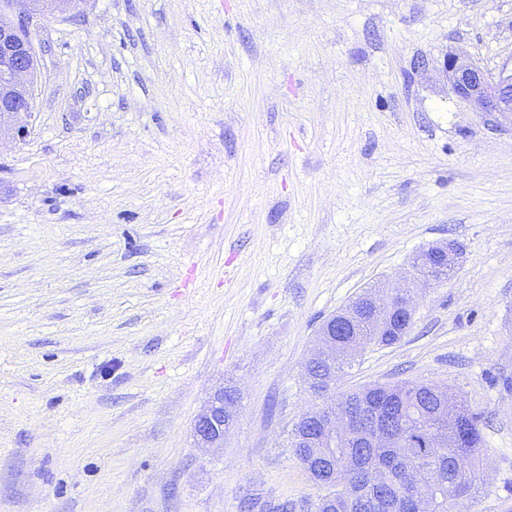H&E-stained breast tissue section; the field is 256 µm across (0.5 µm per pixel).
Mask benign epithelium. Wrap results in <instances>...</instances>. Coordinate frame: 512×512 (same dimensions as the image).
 <instances>
[{
  "label": "benign epithelium",
  "mask_w": 512,
  "mask_h": 512,
  "mask_svg": "<svg viewBox=\"0 0 512 512\" xmlns=\"http://www.w3.org/2000/svg\"><path fill=\"white\" fill-rule=\"evenodd\" d=\"M82 0H52L51 11L36 0H0V138L22 143L30 135L35 114L38 58L33 32L51 12L65 13ZM444 71L457 97L475 112L512 120V69L485 73L463 54L450 53ZM233 407L239 394L217 391L194 423V436L203 446L224 443V396Z\"/></svg>",
  "instance_id": "obj_1"
}]
</instances>
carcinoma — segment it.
<instances>
[{
	"label": "carcinoma",
	"instance_id": "obj_1",
	"mask_svg": "<svg viewBox=\"0 0 512 512\" xmlns=\"http://www.w3.org/2000/svg\"><path fill=\"white\" fill-rule=\"evenodd\" d=\"M408 290L364 294L335 313L344 331L317 339L318 355L303 366L308 388L324 389L351 366L366 344L392 346L413 324L400 309ZM352 432L336 439L319 426L323 409L304 413L289 447L326 494L317 512H458L481 483L484 438L479 417L464 403L448 404L439 388L422 382L374 384L329 401Z\"/></svg>",
	"mask_w": 512,
	"mask_h": 512
}]
</instances>
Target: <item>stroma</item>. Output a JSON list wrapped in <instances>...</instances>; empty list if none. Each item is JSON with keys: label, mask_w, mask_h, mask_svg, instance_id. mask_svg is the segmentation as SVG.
I'll list each match as a JSON object with an SVG mask.
<instances>
[{"label": "stroma", "mask_w": 512, "mask_h": 512, "mask_svg": "<svg viewBox=\"0 0 512 512\" xmlns=\"http://www.w3.org/2000/svg\"><path fill=\"white\" fill-rule=\"evenodd\" d=\"M34 43L31 133L0 141V512H315L302 366L374 285L412 289L413 325L337 392L464 400L460 512H512V125L443 71L512 63V0H87ZM448 243L452 278L410 276ZM217 391L206 408L197 416L194 423V436L203 446L223 444L226 433L233 424L234 417L224 411V389Z\"/></svg>", "instance_id": "stroma-1"}]
</instances>
